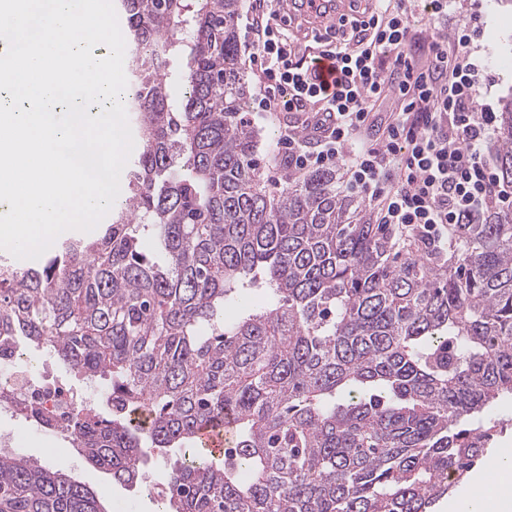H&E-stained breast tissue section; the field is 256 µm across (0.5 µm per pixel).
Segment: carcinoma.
Returning a JSON list of instances; mask_svg holds the SVG:
<instances>
[{"label":"carcinoma","instance_id":"1","mask_svg":"<svg viewBox=\"0 0 512 512\" xmlns=\"http://www.w3.org/2000/svg\"><path fill=\"white\" fill-rule=\"evenodd\" d=\"M239 2L113 0L142 142L127 196L40 265L0 264V342L110 391L70 433L115 481L180 450L165 512H432L486 453L485 409L512 396V209L451 225L446 252L416 240L404 255L335 170L269 190L239 119ZM495 151L512 187V96ZM261 287L267 306L226 318ZM144 405L145 427L130 416ZM226 421L229 464L198 448ZM0 512L108 510L62 468L8 453Z\"/></svg>","mask_w":512,"mask_h":512}]
</instances>
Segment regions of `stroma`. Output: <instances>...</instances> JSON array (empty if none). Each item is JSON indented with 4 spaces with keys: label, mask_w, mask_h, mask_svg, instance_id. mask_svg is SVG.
<instances>
[{
    "label": "stroma",
    "mask_w": 512,
    "mask_h": 512,
    "mask_svg": "<svg viewBox=\"0 0 512 512\" xmlns=\"http://www.w3.org/2000/svg\"><path fill=\"white\" fill-rule=\"evenodd\" d=\"M467 9L479 18L478 53L490 63L487 101L496 107L501 99L512 95V0H469ZM410 23L414 41L408 52L421 63L427 58L432 39L445 34L448 22L434 0H417ZM244 117L259 134L258 160L264 177L268 184H275L285 168L282 155L275 150L276 142L281 131L299 123L302 115L274 112L263 116L248 111ZM0 433L11 435L13 453L63 465L74 479L91 488L105 504L111 505L112 512H160L159 495L167 486L169 472L181 461L180 453L174 449L163 455H151L141 466L136 485L127 487L114 482L107 471L86 463L70 442L28 426L21 417L0 413Z\"/></svg>",
    "instance_id": "1"
}]
</instances>
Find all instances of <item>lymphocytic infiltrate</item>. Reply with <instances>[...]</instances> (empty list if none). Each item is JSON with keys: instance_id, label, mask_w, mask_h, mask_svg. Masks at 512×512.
Segmentation results:
<instances>
[{"instance_id": "lymphocytic-infiltrate-1", "label": "lymphocytic infiltrate", "mask_w": 512, "mask_h": 512, "mask_svg": "<svg viewBox=\"0 0 512 512\" xmlns=\"http://www.w3.org/2000/svg\"><path fill=\"white\" fill-rule=\"evenodd\" d=\"M455 4L440 0V9L450 12L449 33L431 42L415 74L403 52L411 40L412 0H378L366 38L332 44L337 76L330 92L298 57L276 11L250 26L258 111L306 115L302 130H283L279 138L289 170L346 166L347 192L373 205L380 223L442 250L450 225L473 223L490 200L512 207V190L500 184L485 150L497 115L480 101L486 65L474 50L479 33ZM388 47L398 51L389 71L380 63ZM388 99L395 106L377 123V108ZM377 125L381 135L364 145L365 132Z\"/></svg>"}]
</instances>
